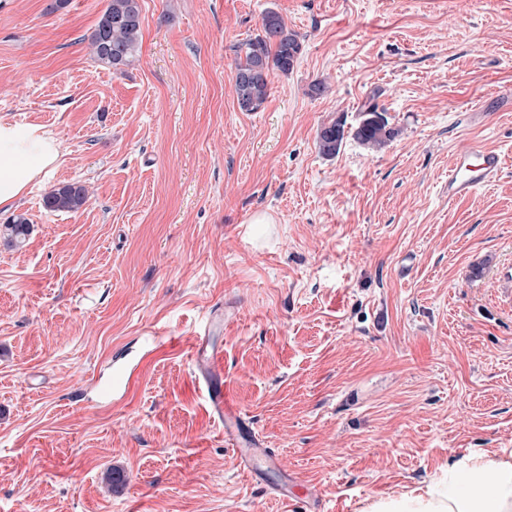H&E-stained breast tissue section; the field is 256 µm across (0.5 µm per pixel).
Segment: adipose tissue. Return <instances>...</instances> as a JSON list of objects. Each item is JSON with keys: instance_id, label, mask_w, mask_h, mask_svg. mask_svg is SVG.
I'll return each mask as SVG.
<instances>
[{"instance_id": "ef3b65f1", "label": "adipose tissue", "mask_w": 512, "mask_h": 512, "mask_svg": "<svg viewBox=\"0 0 512 512\" xmlns=\"http://www.w3.org/2000/svg\"><path fill=\"white\" fill-rule=\"evenodd\" d=\"M60 158V143L45 126L0 118V208L10 209ZM362 512H512V449L468 450L439 478L372 499Z\"/></svg>"}]
</instances>
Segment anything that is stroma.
Returning a JSON list of instances; mask_svg holds the SVG:
<instances>
[{"instance_id": "1", "label": "stroma", "mask_w": 512, "mask_h": 512, "mask_svg": "<svg viewBox=\"0 0 512 512\" xmlns=\"http://www.w3.org/2000/svg\"><path fill=\"white\" fill-rule=\"evenodd\" d=\"M107 3L0 0V117L62 146L0 210L31 226L0 238V512H360L512 448V0H140L122 73L91 52ZM270 10L301 52L244 112L235 48ZM369 103L397 137L324 156ZM472 147L503 172L449 200ZM65 184L86 203L45 210ZM213 311L240 410L319 502L238 467L189 349Z\"/></svg>"}]
</instances>
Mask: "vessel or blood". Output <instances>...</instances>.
<instances>
[{
    "mask_svg": "<svg viewBox=\"0 0 512 512\" xmlns=\"http://www.w3.org/2000/svg\"><path fill=\"white\" fill-rule=\"evenodd\" d=\"M504 168L502 156L495 151L475 147L456 153L448 172V198L457 200L470 196L496 180ZM213 320H206L195 332L191 350L194 363L204 381L207 400L224 428L225 439L234 447L244 468L277 471L278 457L245 431L241 411L224 384V354L209 347L208 338Z\"/></svg>",
    "mask_w": 512,
    "mask_h": 512,
    "instance_id": "vessel-or-blood-1",
    "label": "vessel or blood"
}]
</instances>
